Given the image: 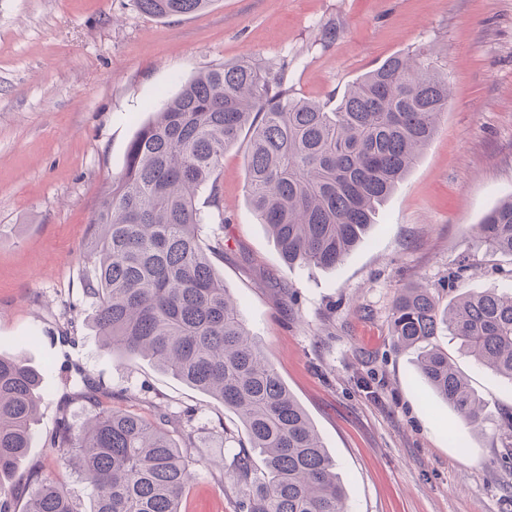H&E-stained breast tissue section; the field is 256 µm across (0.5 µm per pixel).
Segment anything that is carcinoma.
Here are the masks:
<instances>
[{
  "label": "carcinoma",
  "mask_w": 512,
  "mask_h": 512,
  "mask_svg": "<svg viewBox=\"0 0 512 512\" xmlns=\"http://www.w3.org/2000/svg\"><path fill=\"white\" fill-rule=\"evenodd\" d=\"M156 17L190 14L211 0H135ZM285 61L226 62L198 73L130 140L122 172L98 200L85 250L94 276L84 293L95 326L121 356L148 357L164 372L221 401L245 429L229 464L236 512H348L336 463L306 411L265 357L229 297L213 255L224 254L196 202L210 186L219 207L224 153L249 133L247 199L281 262L332 268L364 238L378 207L415 166L448 108V80L432 62L401 54L351 84L333 109L294 96ZM487 251L512 256V198L477 225ZM478 364L512 382V291L472 290L441 309L427 288L406 286L391 331L419 348L417 373L473 431L486 421L467 378L431 345L439 329ZM37 373L0 356V476L33 444ZM52 448L90 486V507L40 474L23 512H179L188 462L163 424L100 406L79 429L63 420ZM262 457L252 465L249 449Z\"/></svg>",
  "instance_id": "1"
}]
</instances>
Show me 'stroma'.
<instances>
[{
  "mask_svg": "<svg viewBox=\"0 0 512 512\" xmlns=\"http://www.w3.org/2000/svg\"><path fill=\"white\" fill-rule=\"evenodd\" d=\"M415 50L447 73L448 110L358 246L331 269L283 265L247 201L242 139L219 170L224 254L212 262L335 460L349 512H512V452L497 430L512 382L440 329L436 344L486 404L483 431L471 432L390 330L405 286L443 307L472 289H512V257L477 248L472 233L512 197V0H212L167 18L134 0H0V354L42 375L33 446L4 479L17 512L35 471L88 505L87 481L48 438L98 401L152 420L195 410L183 454L196 478L181 512H234L224 460L244 435L237 415L148 358L104 349L84 295L89 219L148 106L244 56L287 60L292 93L332 106ZM69 368L87 385L65 389Z\"/></svg>",
  "mask_w": 512,
  "mask_h": 512,
  "instance_id": "obj_1",
  "label": "stroma"
}]
</instances>
